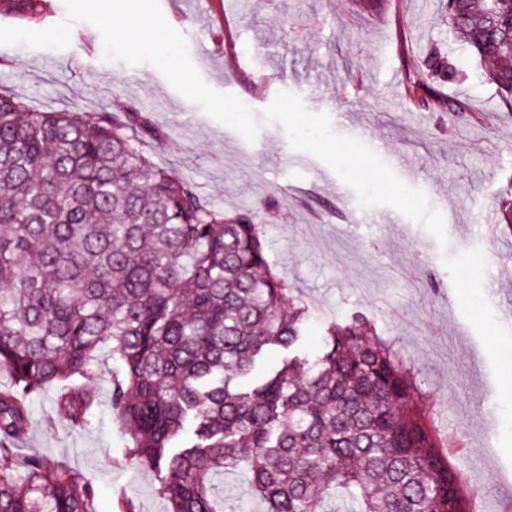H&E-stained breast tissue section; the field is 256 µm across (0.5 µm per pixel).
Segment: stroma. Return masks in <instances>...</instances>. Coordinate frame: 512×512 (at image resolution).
Instances as JSON below:
<instances>
[{
	"label": "stroma",
	"mask_w": 512,
	"mask_h": 512,
	"mask_svg": "<svg viewBox=\"0 0 512 512\" xmlns=\"http://www.w3.org/2000/svg\"><path fill=\"white\" fill-rule=\"evenodd\" d=\"M446 0H386L382 12L360 0H228L234 59L215 50L220 32L206 0H182L191 55L211 50L204 80L262 113L280 91L324 112L335 133L373 149L409 187L425 192L447 219V244L387 206L360 207L351 188L314 156L293 150L280 124L262 123L255 142L208 116L152 65L102 58L98 30L75 23L63 50L0 45V89L40 111L150 116L163 140H142L159 167L194 183L225 211H252L263 224L267 257L296 295L313 305L300 339L318 352L329 322L358 310L411 363L440 437H452L448 464L470 481L472 512L512 506V236L483 235L485 213L512 185V120L477 59L442 17ZM451 52L461 79L439 82L434 97L409 101L406 71L428 48ZM248 71L235 83L233 70ZM481 113L453 121L448 102ZM351 114L342 125L337 113ZM99 393L90 422H58L56 391L31 404L20 444L91 482L93 512H167L160 475L125 460L110 402V374L89 375Z\"/></svg>",
	"instance_id": "35a3bbf8"
}]
</instances>
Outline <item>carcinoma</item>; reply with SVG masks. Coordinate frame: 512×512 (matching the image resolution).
Wrapping results in <instances>:
<instances>
[{
  "label": "carcinoma",
  "mask_w": 512,
  "mask_h": 512,
  "mask_svg": "<svg viewBox=\"0 0 512 512\" xmlns=\"http://www.w3.org/2000/svg\"><path fill=\"white\" fill-rule=\"evenodd\" d=\"M448 21L492 59L512 119V0H448ZM458 77L432 48L405 94ZM143 134L158 136L140 112L78 118L0 92V512H89L90 484L15 445L52 386L60 421L88 425L97 394L79 380L105 345L127 459L165 472L168 512H222L217 477L240 466L264 512H324L334 493L350 512H470L407 361L359 312L294 353L309 306L273 273L254 213L155 166Z\"/></svg>",
  "instance_id": "1"
}]
</instances>
